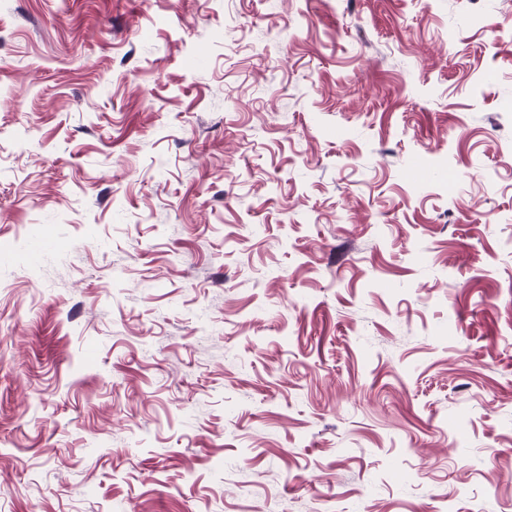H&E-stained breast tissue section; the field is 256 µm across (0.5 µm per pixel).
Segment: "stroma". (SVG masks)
Returning a JSON list of instances; mask_svg holds the SVG:
<instances>
[{
    "mask_svg": "<svg viewBox=\"0 0 512 512\" xmlns=\"http://www.w3.org/2000/svg\"><path fill=\"white\" fill-rule=\"evenodd\" d=\"M0 512H512V0H0Z\"/></svg>",
    "mask_w": 512,
    "mask_h": 512,
    "instance_id": "stroma-1",
    "label": "stroma"
}]
</instances>
